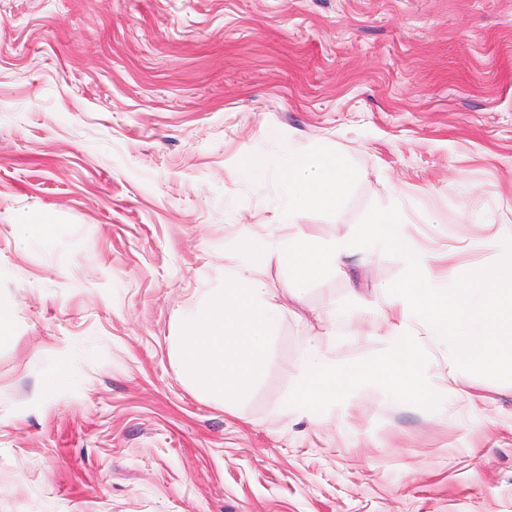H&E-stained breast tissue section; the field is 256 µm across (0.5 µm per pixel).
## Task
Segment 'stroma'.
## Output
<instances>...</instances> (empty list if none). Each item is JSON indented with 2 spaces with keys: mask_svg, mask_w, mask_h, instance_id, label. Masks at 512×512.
<instances>
[{
  "mask_svg": "<svg viewBox=\"0 0 512 512\" xmlns=\"http://www.w3.org/2000/svg\"><path fill=\"white\" fill-rule=\"evenodd\" d=\"M320 148L354 179L304 231L349 238L398 200L437 283L495 263L512 0H0V512H512V382L450 396L425 324L439 408L363 386L285 409L311 336L347 363L384 350L400 257L352 253L296 296L272 259L253 387L228 409L182 377L184 314L277 233L276 162ZM40 218L50 239L22 238Z\"/></svg>",
  "mask_w": 512,
  "mask_h": 512,
  "instance_id": "1",
  "label": "stroma"
}]
</instances>
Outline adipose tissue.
I'll list each match as a JSON object with an SVG mask.
<instances>
[{
    "mask_svg": "<svg viewBox=\"0 0 512 512\" xmlns=\"http://www.w3.org/2000/svg\"><path fill=\"white\" fill-rule=\"evenodd\" d=\"M279 176L288 195L282 213L288 225L295 224L308 209L335 208L353 178L339 157L328 154L317 160L289 155Z\"/></svg>",
    "mask_w": 512,
    "mask_h": 512,
    "instance_id": "adipose-tissue-1",
    "label": "adipose tissue"
}]
</instances>
